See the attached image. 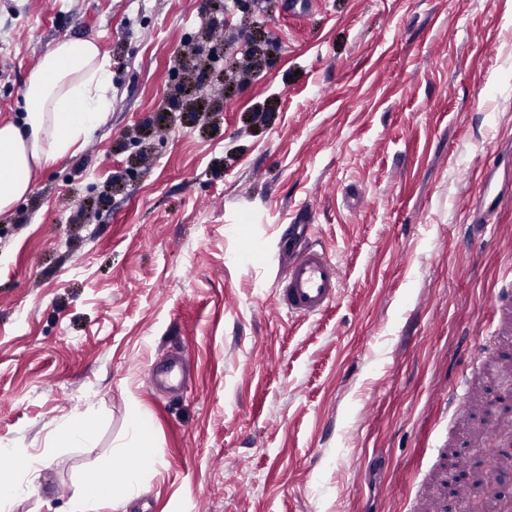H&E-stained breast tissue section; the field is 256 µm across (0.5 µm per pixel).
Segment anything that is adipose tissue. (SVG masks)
<instances>
[{"instance_id":"1","label":"adipose tissue","mask_w":512,"mask_h":512,"mask_svg":"<svg viewBox=\"0 0 512 512\" xmlns=\"http://www.w3.org/2000/svg\"><path fill=\"white\" fill-rule=\"evenodd\" d=\"M112 72L89 39L59 41L30 74L18 120L0 122V215L31 189L35 174L80 150L112 109ZM148 432L132 415L125 438L112 448L119 466L115 491L138 495L143 476L139 456Z\"/></svg>"}]
</instances>
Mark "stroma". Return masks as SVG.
<instances>
[{
    "label": "stroma",
    "instance_id": "stroma-1",
    "mask_svg": "<svg viewBox=\"0 0 512 512\" xmlns=\"http://www.w3.org/2000/svg\"><path fill=\"white\" fill-rule=\"evenodd\" d=\"M68 38L112 109L0 215V480L42 460L13 512H72L133 413L141 491L85 512H406L431 441L477 460L443 399L512 277V0H0V121ZM306 215L342 286L297 320L276 271ZM183 358L179 355H165L151 366V375L172 386L183 385ZM88 439V432L74 422L62 424L57 434V443L65 448H81Z\"/></svg>",
    "mask_w": 512,
    "mask_h": 512
}]
</instances>
